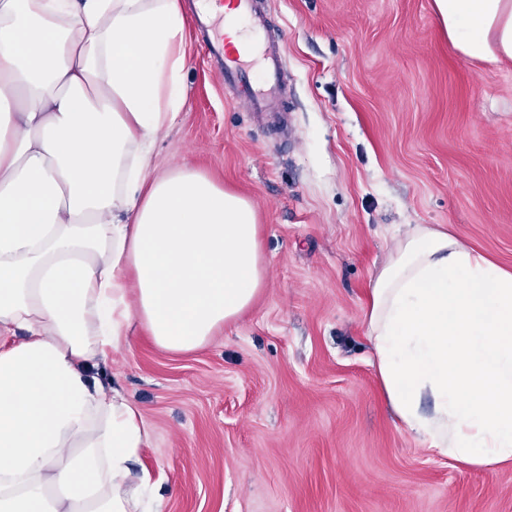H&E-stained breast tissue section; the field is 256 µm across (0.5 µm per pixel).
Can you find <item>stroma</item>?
<instances>
[{"instance_id":"35a3bbf8","label":"stroma","mask_w":512,"mask_h":512,"mask_svg":"<svg viewBox=\"0 0 512 512\" xmlns=\"http://www.w3.org/2000/svg\"><path fill=\"white\" fill-rule=\"evenodd\" d=\"M194 2L155 162L251 200L268 278L205 347L137 332L99 367L153 431L140 462L165 512H512V468L449 460L395 421L363 322L408 225L512 268V61L461 55L429 0H258L288 72L272 123L219 79Z\"/></svg>"}]
</instances>
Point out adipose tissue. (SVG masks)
<instances>
[{
	"mask_svg": "<svg viewBox=\"0 0 512 512\" xmlns=\"http://www.w3.org/2000/svg\"><path fill=\"white\" fill-rule=\"evenodd\" d=\"M431 6L462 55L512 60V0ZM186 24L182 0H0V512H163L132 470L143 412L93 370L136 329L194 351L264 289L250 200L152 165L185 101ZM364 322L403 430L512 468V270L410 225Z\"/></svg>",
	"mask_w": 512,
	"mask_h": 512,
	"instance_id": "obj_1",
	"label": "adipose tissue"
}]
</instances>
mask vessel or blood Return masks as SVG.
Instances as JSON below:
<instances>
[{"label":"vessel or blood","instance_id":"obj_1","mask_svg":"<svg viewBox=\"0 0 512 512\" xmlns=\"http://www.w3.org/2000/svg\"><path fill=\"white\" fill-rule=\"evenodd\" d=\"M236 13L231 25L242 27L248 42L242 49H229L220 34L221 16L201 17L206 47L220 60V74L226 86L235 88L246 108L259 115L275 116L283 110L282 53L278 43L267 41L265 22L254 0H235ZM258 56L266 72L263 87L253 88L244 65L246 57Z\"/></svg>","mask_w":512,"mask_h":512}]
</instances>
